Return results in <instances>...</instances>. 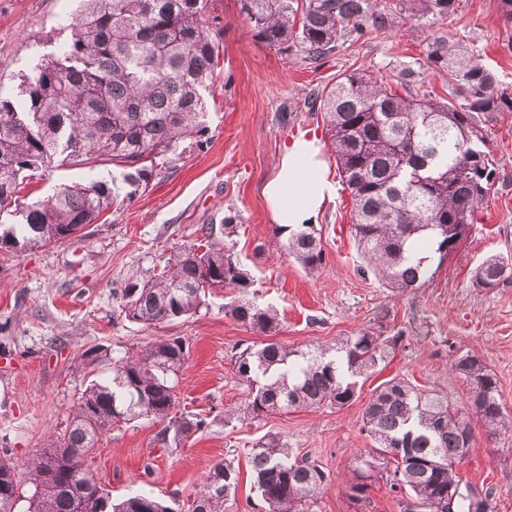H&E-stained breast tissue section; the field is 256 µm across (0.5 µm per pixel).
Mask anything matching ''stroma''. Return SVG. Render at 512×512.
<instances>
[{
  "instance_id": "obj_1",
  "label": "stroma",
  "mask_w": 512,
  "mask_h": 512,
  "mask_svg": "<svg viewBox=\"0 0 512 512\" xmlns=\"http://www.w3.org/2000/svg\"><path fill=\"white\" fill-rule=\"evenodd\" d=\"M458 4L431 29L405 15L394 30L366 35L309 64L255 40L238 0H208L221 56L208 96L206 143L186 148L145 191L79 236L18 254L0 250V447L19 462L47 447L65 430L89 381L111 371L112 357L162 336L187 340L189 359L171 382L182 411L208 415V425L177 444L161 442L164 425L153 419L110 428L87 462L116 496L145 490L182 504L213 466L229 461L239 484L228 512H253L259 497L247 450L277 434L332 475L315 512H401L381 463L365 500L347 496L348 476L370 446L363 410L376 388L396 376L465 406L468 386L448 362L452 344L476 352L496 375L502 406L512 415V282L489 291L471 285L487 256L512 258V112L500 113L485 128L500 179L480 204L478 223L423 286L399 293L365 271L349 193L339 184L321 115L309 100L338 74L355 69L390 80L410 69L435 97H447V77L428 69L424 58L430 31L469 42L501 88L512 92V24L500 17L496 0ZM76 7V0H0V91L14 92L18 73L69 40ZM300 134L316 141L337 185L316 226L326 264L315 276L275 253V224L261 193L285 145ZM228 217L238 231L234 254L255 281L256 302L278 313L275 332L263 335L225 317L228 288L212 291L199 312L175 322L147 326L118 316L113 290L128 275L162 264L173 250L201 238L204 225ZM364 329L399 343L363 377L350 405L269 412L249 424L227 416L247 394L231 362L235 349L273 341L300 350ZM94 345L106 349L109 359L89 366L81 354ZM458 471L464 483L490 493L495 512H512V448L482 423H474L470 454Z\"/></svg>"
}]
</instances>
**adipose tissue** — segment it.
I'll return each instance as SVG.
<instances>
[{"label":"adipose tissue","instance_id":"obj_1","mask_svg":"<svg viewBox=\"0 0 512 512\" xmlns=\"http://www.w3.org/2000/svg\"><path fill=\"white\" fill-rule=\"evenodd\" d=\"M333 193L318 145L303 135L293 138L263 187L274 223L287 229L316 223Z\"/></svg>","mask_w":512,"mask_h":512}]
</instances>
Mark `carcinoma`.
Masks as SVG:
<instances>
[{
    "mask_svg": "<svg viewBox=\"0 0 512 512\" xmlns=\"http://www.w3.org/2000/svg\"><path fill=\"white\" fill-rule=\"evenodd\" d=\"M252 37L282 53L318 63L368 33L393 29L404 13L417 21L445 19L457 0H239ZM207 0H80L71 39L19 76L16 93L0 94V249L18 253L62 241L95 223L116 202L148 185L156 169L186 141L203 144L205 95L214 85L219 43ZM428 67L448 76V98L437 101L415 88L412 74L384 78L355 69L311 93L322 112L338 173L352 200L355 236L368 269L398 291L421 287L431 262L443 263L448 246L466 240L480 202L499 179L483 134L499 112H512V93L471 46L446 35L427 37ZM81 166L91 175L60 185L43 200H20L22 185L54 164ZM112 165V176L94 172ZM234 225L202 227L203 239L161 267L130 275L114 289L119 315L149 326L199 311L206 290L241 294L224 316L259 333L279 326L277 311L246 298L253 280L227 246ZM288 256L310 275L325 261L309 224L284 234ZM512 280V259L492 256L472 275L482 290ZM398 337L369 330L332 346L292 350L262 343L238 353L244 403L227 415L241 422L266 412L343 407L357 397V378L383 363ZM450 367L470 389L465 407L449 403L403 378L381 383L363 412L371 453L394 450L390 491L403 512H494L490 496L478 503L460 490L456 466L469 453L472 422H481L512 447L495 375L471 351L448 345ZM180 336L160 337L136 353L112 359V377L93 380L72 420L49 447L17 465L0 450V498L28 503L26 512H167L143 492L114 501L97 496V474L86 463L99 436L116 423L155 419L180 442L207 425L177 416L170 376L188 360ZM254 486L268 512H312L332 483L321 466L300 458L279 436L249 450ZM239 473L217 464L193 497L194 512H226Z\"/></svg>",
    "mask_w": 512,
    "mask_h": 512,
    "instance_id": "carcinoma-1",
    "label": "carcinoma"
}]
</instances>
